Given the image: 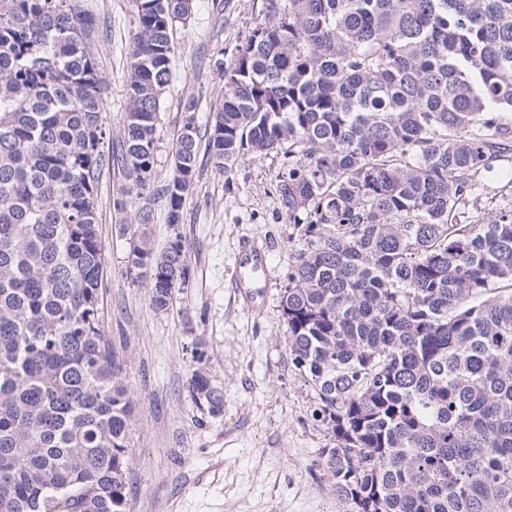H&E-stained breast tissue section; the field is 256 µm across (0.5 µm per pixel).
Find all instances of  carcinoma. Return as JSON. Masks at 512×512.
I'll use <instances>...</instances> for the list:
<instances>
[{
    "label": "carcinoma",
    "instance_id": "1",
    "mask_svg": "<svg viewBox=\"0 0 512 512\" xmlns=\"http://www.w3.org/2000/svg\"><path fill=\"white\" fill-rule=\"evenodd\" d=\"M123 195L150 184L173 32L191 0H133ZM206 149L227 171L282 151L297 227L284 341L336 441L355 512H512V210L464 224L512 133V0H268ZM101 18L88 0H0V512H130L136 400L101 325ZM199 135L163 187L177 224ZM127 272L167 311L180 236ZM204 352L188 388L222 412Z\"/></svg>",
    "mask_w": 512,
    "mask_h": 512
}]
</instances>
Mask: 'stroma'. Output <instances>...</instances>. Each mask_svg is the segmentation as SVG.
<instances>
[{"mask_svg": "<svg viewBox=\"0 0 512 512\" xmlns=\"http://www.w3.org/2000/svg\"><path fill=\"white\" fill-rule=\"evenodd\" d=\"M95 2L107 27L98 51L109 86L104 151L111 157L98 186L100 308L137 401L131 512H354L321 467L322 450L335 442L312 418L314 393L284 342L279 304L295 240L276 193L283 155L247 152L219 173L208 153L200 152L176 225L169 223L159 191L171 175L186 104L195 103V124L206 130L225 94L215 63L236 57L264 20L265 0H193L190 21L173 34V73L162 98L151 189L122 210L113 206L126 184L115 156L128 110L135 10L132 0ZM480 192V209L465 207V221L512 207V166L488 173ZM137 229L157 249L174 234L182 236L189 282L168 312H155L144 280L126 272L129 239ZM244 239L268 248L266 288L255 311L244 307L232 286L237 245ZM197 349L224 395L215 417L196 409L188 391Z\"/></svg>", "mask_w": 512, "mask_h": 512, "instance_id": "stroma-1", "label": "stroma"}]
</instances>
